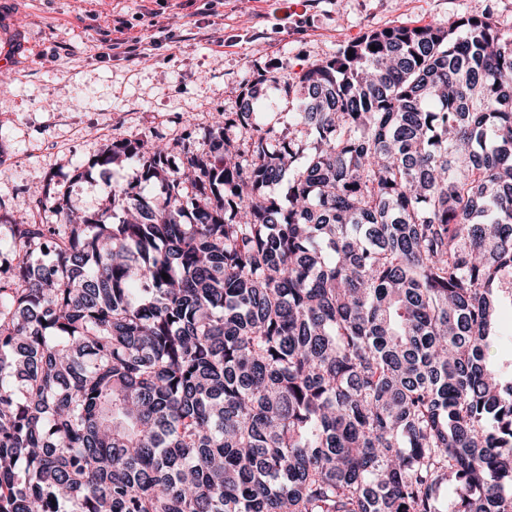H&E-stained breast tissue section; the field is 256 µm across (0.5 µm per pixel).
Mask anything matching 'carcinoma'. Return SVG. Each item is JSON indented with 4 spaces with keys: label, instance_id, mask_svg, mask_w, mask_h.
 Returning a JSON list of instances; mask_svg holds the SVG:
<instances>
[{
    "label": "carcinoma",
    "instance_id": "obj_1",
    "mask_svg": "<svg viewBox=\"0 0 512 512\" xmlns=\"http://www.w3.org/2000/svg\"><path fill=\"white\" fill-rule=\"evenodd\" d=\"M458 20L258 66L91 163L159 195L8 225L0 512H512V30ZM497 331L498 343L489 351L490 360L498 366L504 379H509L512 373V309L509 299H503L499 312Z\"/></svg>",
    "mask_w": 512,
    "mask_h": 512
}]
</instances>
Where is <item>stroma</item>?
Wrapping results in <instances>:
<instances>
[{"mask_svg": "<svg viewBox=\"0 0 512 512\" xmlns=\"http://www.w3.org/2000/svg\"><path fill=\"white\" fill-rule=\"evenodd\" d=\"M493 8L512 28V0H0V218L39 214L48 189L75 211L105 207L133 167L93 166L116 137L178 145L234 111L239 84L262 63L281 75L374 29ZM131 37L132 57L108 45ZM66 99L51 111L48 98Z\"/></svg>", "mask_w": 512, "mask_h": 512, "instance_id": "35a3bbf8", "label": "stroma"}]
</instances>
